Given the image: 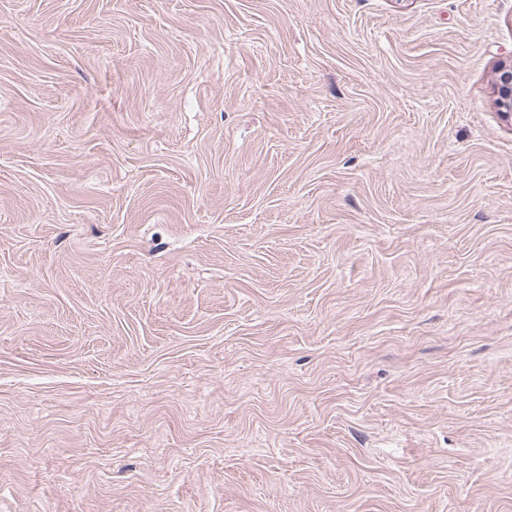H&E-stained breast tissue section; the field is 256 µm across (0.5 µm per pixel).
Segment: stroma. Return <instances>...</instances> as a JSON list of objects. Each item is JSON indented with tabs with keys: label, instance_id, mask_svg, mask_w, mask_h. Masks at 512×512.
Wrapping results in <instances>:
<instances>
[{
	"label": "stroma",
	"instance_id": "obj_1",
	"mask_svg": "<svg viewBox=\"0 0 512 512\" xmlns=\"http://www.w3.org/2000/svg\"><path fill=\"white\" fill-rule=\"evenodd\" d=\"M512 0H0V512H512ZM496 74L497 106L512 116V57L500 62Z\"/></svg>",
	"mask_w": 512,
	"mask_h": 512
}]
</instances>
